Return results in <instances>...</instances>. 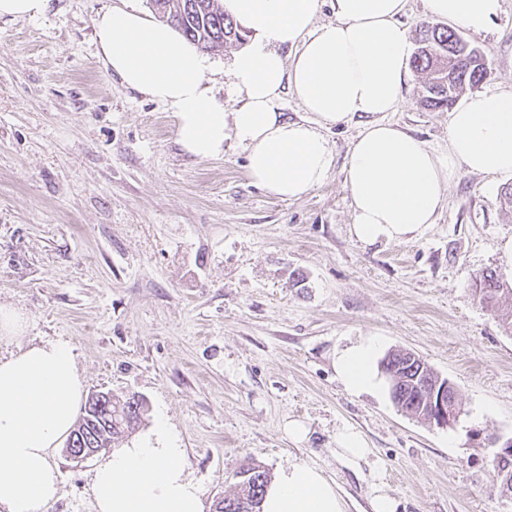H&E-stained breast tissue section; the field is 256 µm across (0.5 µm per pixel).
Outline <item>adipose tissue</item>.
<instances>
[{
	"label": "adipose tissue",
	"mask_w": 512,
	"mask_h": 512,
	"mask_svg": "<svg viewBox=\"0 0 512 512\" xmlns=\"http://www.w3.org/2000/svg\"><path fill=\"white\" fill-rule=\"evenodd\" d=\"M254 36L231 64L240 105L225 111L204 85L209 57L171 26L137 9L95 20L108 74L165 106L177 141L195 158L222 156L225 143L245 155L251 181L297 199L328 179L333 148L324 132L358 122L343 163L360 243L401 242L433 224L460 172L512 173V93L476 91L448 119V153L438 155L384 120L402 99L412 42L400 18L407 0H331L334 22L317 24L321 0H222ZM429 15L487 29L500 0H425ZM306 117L288 119L285 94ZM377 342L337 353L336 374L354 393L383 387ZM84 383L70 347L33 345L0 358V512H46L59 475L51 457L76 420ZM96 512H204V488L189 474L184 448L165 419L113 449L95 468ZM261 512H344L333 481L316 467L288 464L268 483Z\"/></svg>",
	"instance_id": "1"
}]
</instances>
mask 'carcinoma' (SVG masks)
<instances>
[{
  "label": "carcinoma",
  "instance_id": "carcinoma-1",
  "mask_svg": "<svg viewBox=\"0 0 512 512\" xmlns=\"http://www.w3.org/2000/svg\"><path fill=\"white\" fill-rule=\"evenodd\" d=\"M153 11L161 21L172 25L189 42L206 50H216L227 44H242L245 31L230 15L224 13L222 0H150ZM463 36L447 26L421 25L416 30L417 48L412 55L414 68L430 77L424 96L425 105L433 109L448 108L455 103L467 87L478 86L487 73L474 70L456 54ZM481 289L480 302L496 312L502 327L512 328V312L499 313L503 294H512V287L500 281L498 275L487 270L474 277ZM387 376L389 392L396 393L398 407L421 417L423 397L419 390L424 380L420 358L409 352H392L381 362ZM91 419L85 421L84 430L78 432L75 443L80 448L107 447L115 439L135 431L146 412L144 399L130 395L124 399L102 397L91 407ZM271 480L269 471L249 463L240 471L236 491L215 502L214 512H243L241 504L260 512L264 488Z\"/></svg>",
  "mask_w": 512,
  "mask_h": 512
}]
</instances>
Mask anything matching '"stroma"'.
Here are the masks:
<instances>
[{
	"label": "stroma",
	"mask_w": 512,
	"mask_h": 512,
	"mask_svg": "<svg viewBox=\"0 0 512 512\" xmlns=\"http://www.w3.org/2000/svg\"><path fill=\"white\" fill-rule=\"evenodd\" d=\"M115 7L150 11L147 0H50L40 19L0 18V305L29 321L0 356L66 343L85 393L143 395L208 507L250 460L321 469L346 512H371L375 471L398 512H512L485 442L512 438V333L471 287L485 269L512 285L500 251L512 175L459 173L421 236L363 245L342 173L357 124L327 131L331 175L297 199L254 185L236 148L190 157L171 112L103 69L95 20ZM465 37L490 63L482 90L512 92V0ZM234 52H210L204 76L228 111ZM422 85L409 70L387 118L442 155L448 112L424 105ZM366 338L451 380L456 424L420 421L385 391L349 393L333 360ZM291 420L308 426L306 442L288 436ZM345 426L371 450L362 469L334 454ZM51 462L59 494L46 512H95L98 457L59 450Z\"/></svg>",
	"instance_id": "1"
}]
</instances>
